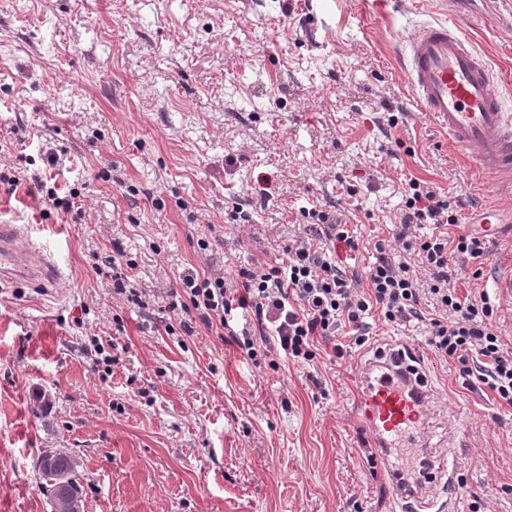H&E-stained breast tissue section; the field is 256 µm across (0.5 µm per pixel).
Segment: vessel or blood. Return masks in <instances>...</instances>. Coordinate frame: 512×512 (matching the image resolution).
<instances>
[{
    "mask_svg": "<svg viewBox=\"0 0 512 512\" xmlns=\"http://www.w3.org/2000/svg\"><path fill=\"white\" fill-rule=\"evenodd\" d=\"M434 17L418 25L403 46V61L412 98L448 134L483 176L512 185V112L494 89L493 71L484 55L463 35L461 20L498 26L497 0H425ZM64 275L62 266L15 224L0 222V281L22 279L43 288ZM357 405L371 430L375 447L392 448L418 440L424 407L407 387L390 375L362 379ZM443 486L418 481L410 490L396 489L400 512H458L443 487L456 480L445 470Z\"/></svg>",
    "mask_w": 512,
    "mask_h": 512,
    "instance_id": "b4317fda",
    "label": "vessel or blood"
}]
</instances>
